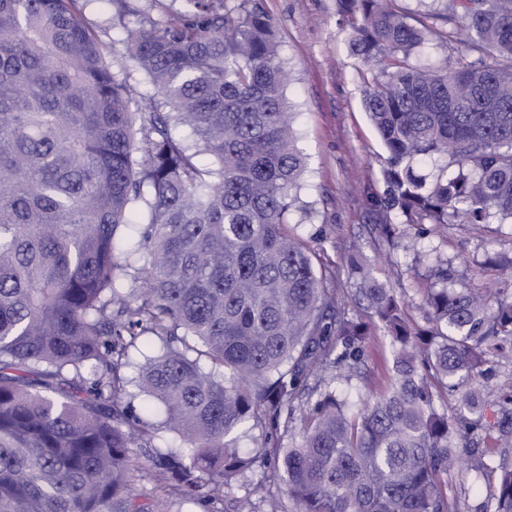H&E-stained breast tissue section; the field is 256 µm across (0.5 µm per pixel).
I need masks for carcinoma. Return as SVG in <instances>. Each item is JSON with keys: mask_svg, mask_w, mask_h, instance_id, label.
<instances>
[{"mask_svg": "<svg viewBox=\"0 0 512 512\" xmlns=\"http://www.w3.org/2000/svg\"><path fill=\"white\" fill-rule=\"evenodd\" d=\"M91 2L0 0V512H459L489 472L471 512H512V389L491 382L512 291L491 305L437 263L419 327L354 249L335 287L288 231L306 160L270 19L186 0L124 28L161 95L135 112ZM431 2L410 18L337 0L381 74L363 95L389 153L375 222L414 249L434 226L512 219V0ZM430 45L443 65L409 63ZM379 332L392 364L365 396ZM147 334L158 425L127 399ZM256 465L273 483L255 501L239 480Z\"/></svg>", "mask_w": 512, "mask_h": 512, "instance_id": "1", "label": "carcinoma"}]
</instances>
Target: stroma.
Here are the masks:
<instances>
[{
	"mask_svg": "<svg viewBox=\"0 0 512 512\" xmlns=\"http://www.w3.org/2000/svg\"><path fill=\"white\" fill-rule=\"evenodd\" d=\"M274 24L281 56L292 82L288 96L295 106V128L308 168L299 192L301 210L290 216L296 231L322 265L345 280L341 254L358 247L373 262L377 277L404 293L411 320L422 323L419 305L431 282L428 268L448 263L456 287L494 296L512 289V223L452 224L426 238L421 250L403 248L382 238L374 227L372 202L386 189L387 151L362 105L364 91L377 73L350 52L351 27L337 11L336 0H257ZM85 20L112 48L114 72L125 78L135 109H146L159 94L147 77L123 57V28L137 22L119 16L111 0H91ZM158 337H140L129 370V398L144 421L161 416L141 393L137 366L161 353Z\"/></svg>",
	"mask_w": 512,
	"mask_h": 512,
	"instance_id": "1",
	"label": "stroma"
}]
</instances>
